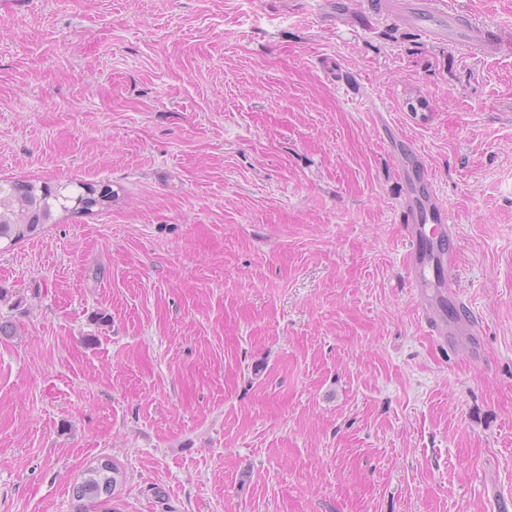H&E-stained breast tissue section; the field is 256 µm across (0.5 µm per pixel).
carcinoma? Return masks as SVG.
I'll use <instances>...</instances> for the list:
<instances>
[{"mask_svg":"<svg viewBox=\"0 0 512 512\" xmlns=\"http://www.w3.org/2000/svg\"><path fill=\"white\" fill-rule=\"evenodd\" d=\"M76 196L66 194L67 186H38L31 182H15L0 192V244L8 249L39 236L54 222L56 210L90 213L93 207L112 200L109 188L99 192L93 184H81ZM122 472L111 460L89 465L74 490L79 501L76 512H117L111 506L112 496Z\"/></svg>","mask_w":512,"mask_h":512,"instance_id":"cac0c4a2","label":"carcinoma"}]
</instances>
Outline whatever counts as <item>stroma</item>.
<instances>
[{
    "mask_svg": "<svg viewBox=\"0 0 512 512\" xmlns=\"http://www.w3.org/2000/svg\"><path fill=\"white\" fill-rule=\"evenodd\" d=\"M512 41V0H464ZM345 23H338L337 13ZM456 221L407 281L380 119ZM112 189L0 252V512H512V51L367 0L0 4V185ZM121 476L120 468L109 459L90 464L74 490L77 501H84L77 506L76 512H117L111 503Z\"/></svg>",
    "mask_w": 512,
    "mask_h": 512,
    "instance_id": "1",
    "label": "stroma"
}]
</instances>
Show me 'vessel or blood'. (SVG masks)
Wrapping results in <instances>:
<instances>
[{"instance_id":"obj_1","label":"vessel or blood","mask_w":512,"mask_h":512,"mask_svg":"<svg viewBox=\"0 0 512 512\" xmlns=\"http://www.w3.org/2000/svg\"><path fill=\"white\" fill-rule=\"evenodd\" d=\"M464 0H409L391 19L417 28L428 40L463 48L471 57H485L512 49V43L490 35L488 28L473 20ZM407 137L388 126L382 143L395 161L403 181L402 220L408 226L407 275L419 294L434 293V302L424 303V316H432L435 302L458 299L454 275L457 251L447 245L453 239L454 218L439 199L433 180L423 169L418 151H405Z\"/></svg>"}]
</instances>
